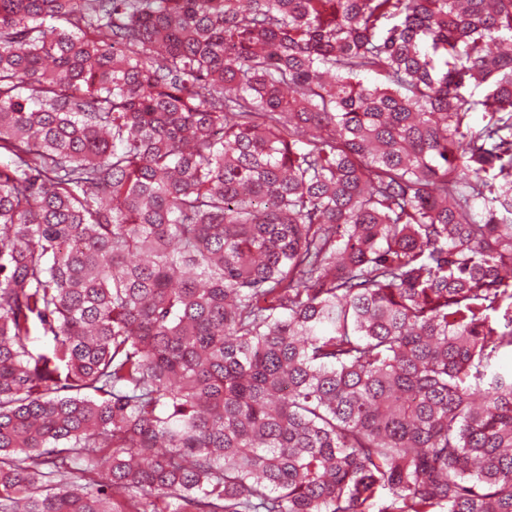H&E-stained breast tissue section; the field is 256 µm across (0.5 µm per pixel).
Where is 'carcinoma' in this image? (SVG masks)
<instances>
[{
	"mask_svg": "<svg viewBox=\"0 0 512 512\" xmlns=\"http://www.w3.org/2000/svg\"><path fill=\"white\" fill-rule=\"evenodd\" d=\"M506 349L512 0H0V512H512Z\"/></svg>",
	"mask_w": 512,
	"mask_h": 512,
	"instance_id": "obj_1",
	"label": "carcinoma"
}]
</instances>
